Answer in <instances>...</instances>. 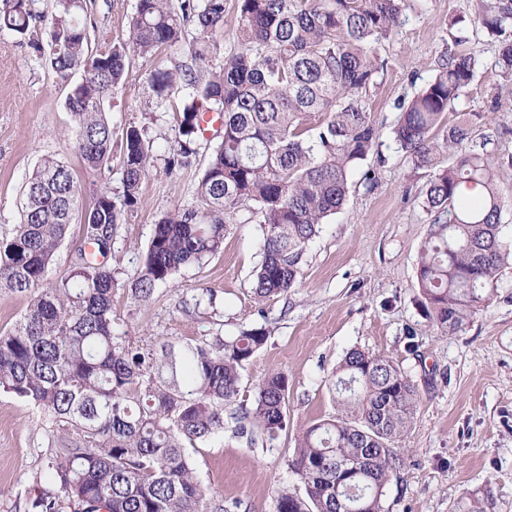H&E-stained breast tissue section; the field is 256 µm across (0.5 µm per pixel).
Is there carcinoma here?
<instances>
[{
    "label": "carcinoma",
    "mask_w": 512,
    "mask_h": 512,
    "mask_svg": "<svg viewBox=\"0 0 512 512\" xmlns=\"http://www.w3.org/2000/svg\"><path fill=\"white\" fill-rule=\"evenodd\" d=\"M34 0H0V32L25 38L50 22L47 63L67 89L66 108L84 167H112V122L106 102L132 59L187 45L190 62L152 71L157 103L183 93L179 138L168 164L186 167L204 136L207 112L224 137L196 186L199 206L161 218L140 267L128 281L131 299L152 298L179 271L200 266L224 243L227 216L260 214L265 237L254 272L258 298L292 288L303 250L346 202L351 170L378 151L380 130L363 93L377 85L378 44L406 9L405 0H237V51L223 57L213 33L224 27L225 0H137L126 40L101 51L91 44V0H54L51 15ZM499 41L498 90L512 92V0H476L475 19ZM473 51H448L434 76L397 104L392 134L416 167L437 166L439 147L453 162L423 190L431 228L417 267L421 305L432 325L455 332L489 302L504 265L499 229L512 197L499 188L512 154L472 146L480 114L444 117L473 83ZM84 77L74 82L78 71ZM311 113L316 128L303 125ZM152 145L129 126L123 134L122 193L98 195L83 218L84 242L73 269L47 280L57 248L79 206L78 184L65 161L44 155L22 187L20 222L0 238V288L30 295L26 313L0 333V390L71 427L48 476L76 512H224L198 480L187 448L224 431V409L240 392L241 373L265 345L251 329L209 347L158 355L116 334L117 279L108 264L112 237L138 203ZM480 183L481 201L460 198L462 183ZM335 413L296 439L289 468L303 493H281L277 512H386L387 487L399 465L394 443L418 399L390 357L349 350L329 379ZM288 379L266 373L250 406L230 413L232 437L270 443L288 426ZM491 493L460 501V512H489ZM42 492L31 512H61Z\"/></svg>",
    "instance_id": "cac0c4a2"
}]
</instances>
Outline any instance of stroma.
<instances>
[{"instance_id": "1", "label": "stroma", "mask_w": 512, "mask_h": 512, "mask_svg": "<svg viewBox=\"0 0 512 512\" xmlns=\"http://www.w3.org/2000/svg\"><path fill=\"white\" fill-rule=\"evenodd\" d=\"M95 3L92 42L126 39L137 0ZM475 7V0H408L401 24L378 50L387 64L382 82L365 98L381 132L379 153L352 171L345 205L306 247L293 288L261 301L251 280L264 226L245 209L228 217L222 250L203 266L159 285L147 303L130 298L123 281L141 263L158 220L195 204V187L223 134L212 131L199 141L191 166L169 167L178 104L157 106L149 76L158 65L185 60L183 48L136 59L107 105L115 136L132 125L153 144L140 199L125 210L112 241L119 281L112 309L127 340L180 351L262 328L268 339L242 372L237 405H250L267 372L288 379V427L275 442L249 445L224 433L189 451L198 479L227 512H276L280 493L300 489L288 467L295 438L333 414L328 380L353 348L392 357L418 391L413 422L397 442L400 466L387 489V512H458L464 495L487 486L492 512H512V215L500 228L508 259L490 302L458 331L441 333L425 318L417 288L429 230L420 191L433 171L414 167L390 133L397 103L425 86L460 38L475 51L479 69L446 119L481 113L474 145L512 154V95L491 111L500 81L497 45L471 24ZM66 93L28 43L0 33V235L19 222L22 184L42 155L74 169L83 206L100 191L121 189L120 169L81 166ZM64 434L61 423L0 391V512H28L32 496L51 490L46 466Z\"/></svg>"}]
</instances>
